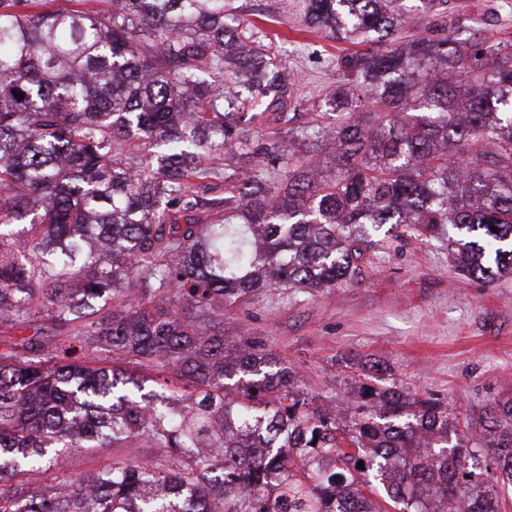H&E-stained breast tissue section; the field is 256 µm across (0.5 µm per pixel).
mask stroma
Wrapping results in <instances>:
<instances>
[{"mask_svg":"<svg viewBox=\"0 0 512 512\" xmlns=\"http://www.w3.org/2000/svg\"><path fill=\"white\" fill-rule=\"evenodd\" d=\"M238 14L279 36L290 89L325 99L355 47L304 26L306 0H234ZM227 343L246 339L296 370L308 399L329 408L355 401L360 361H380L383 384L438 399L473 446L482 417L512 399V276L484 284L464 275L444 239H388L333 288H275L224 312ZM135 442L59 458L56 477L77 482L113 461L156 457Z\"/></svg>","mask_w":512,"mask_h":512,"instance_id":"obj_1","label":"stroma"}]
</instances>
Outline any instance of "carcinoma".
<instances>
[{
	"label": "carcinoma",
	"mask_w": 512,
	"mask_h": 512,
	"mask_svg": "<svg viewBox=\"0 0 512 512\" xmlns=\"http://www.w3.org/2000/svg\"><path fill=\"white\" fill-rule=\"evenodd\" d=\"M93 2L0 0V512H502L512 400L475 448L396 387L333 413L225 343L224 305L331 288L381 234L446 236L485 283L512 273V40L451 0H307L308 26L366 46L308 106L230 0ZM230 59L249 93L224 91ZM254 111L309 118L251 144ZM248 144L275 178L224 173L204 223L196 181ZM133 440L159 456L45 477L64 451Z\"/></svg>",
	"instance_id": "obj_1"
}]
</instances>
